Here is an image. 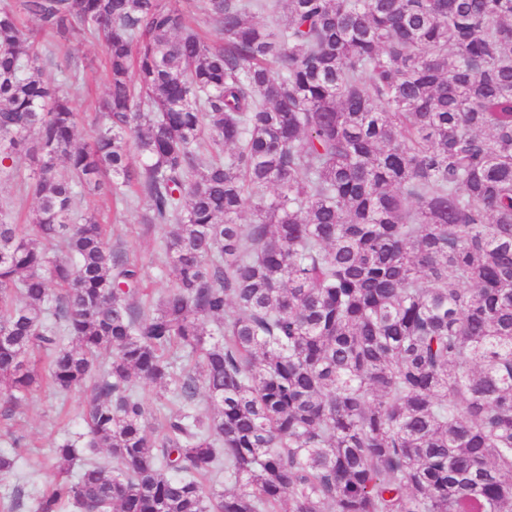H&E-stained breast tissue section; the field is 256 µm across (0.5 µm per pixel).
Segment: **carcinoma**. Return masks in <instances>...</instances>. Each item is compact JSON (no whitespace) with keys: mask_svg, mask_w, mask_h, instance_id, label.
Wrapping results in <instances>:
<instances>
[{"mask_svg":"<svg viewBox=\"0 0 512 512\" xmlns=\"http://www.w3.org/2000/svg\"><path fill=\"white\" fill-rule=\"evenodd\" d=\"M0 185V398L84 397L34 512H512V0L5 3ZM81 188L170 227L149 307ZM55 43L59 49L57 55L70 52L71 68L79 73L84 84L86 92L78 95L77 99L80 118L76 136L78 142H89L95 124L100 122V115L95 112V100L105 95L107 90L104 48L95 41H75L72 38H57ZM9 197L11 198L9 200ZM10 202V205L13 206L15 212L18 213V221L19 224H29L31 222L33 216V210L35 208V201L32 197L24 198L23 200L15 199V195L13 191L10 194L5 192V189L0 187V206L4 201ZM140 392L152 413L157 412L158 408L164 407L167 410L169 408H176L179 405L171 399L170 394L166 393L164 389L152 384H142Z\"/></svg>","mask_w":512,"mask_h":512,"instance_id":"1","label":"carcinoma"}]
</instances>
